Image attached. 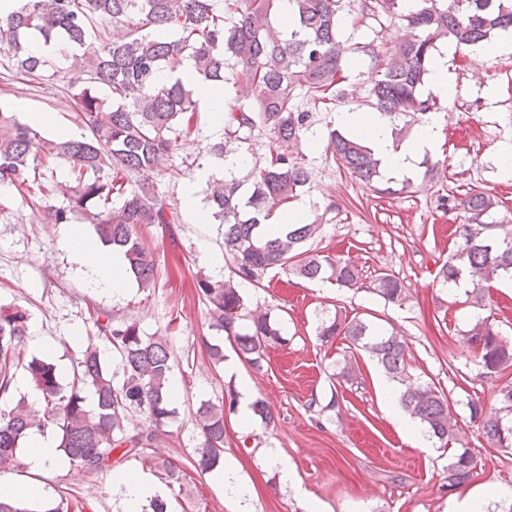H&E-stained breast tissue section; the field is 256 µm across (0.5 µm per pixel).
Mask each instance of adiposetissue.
<instances>
[{
	"label": "adipose tissue",
	"mask_w": 512,
	"mask_h": 512,
	"mask_svg": "<svg viewBox=\"0 0 512 512\" xmlns=\"http://www.w3.org/2000/svg\"><path fill=\"white\" fill-rule=\"evenodd\" d=\"M180 75L193 85L199 99L210 114L213 132L224 129V90L211 82L197 79L191 63H184ZM338 127L349 135L364 139L379 163L381 176L391 180H414L415 161L423 154L434 152L443 124L442 115L435 114L415 127L409 138L395 142L386 115L376 109L353 108L339 113ZM67 249L77 260L94 273L96 287L122 294L130 285L129 276L123 275L124 258L119 252H108L101 244L89 241L76 233L66 242Z\"/></svg>",
	"instance_id": "1"
}]
</instances>
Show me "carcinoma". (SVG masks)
Instances as JSON below:
<instances>
[{
    "label": "carcinoma",
    "instance_id": "1",
    "mask_svg": "<svg viewBox=\"0 0 512 512\" xmlns=\"http://www.w3.org/2000/svg\"><path fill=\"white\" fill-rule=\"evenodd\" d=\"M279 0H24L0 16V93L15 81L38 84L48 77L70 78L76 119L86 134L79 139L45 137L18 120L0 99V189L17 191L53 224L83 221L93 225L98 241L120 250L125 272L143 288L155 284L157 259L142 247L143 224L179 223L178 212L158 192L157 176L178 139L200 133L199 102L193 89L176 73L186 60L203 80L224 85L227 61L251 88L249 103L232 100L224 108V140L210 146L218 157L244 148L245 133L268 135L269 157L251 171V185L242 191L234 179L215 180L206 201L211 215L224 225V259L229 274L222 280L200 275L194 288L206 307L207 330L225 336L236 353L260 372L269 351L283 342L270 313L252 311L238 288L241 281L265 288L268 274L285 273L306 280L328 279L340 288L360 280L349 260L307 248L322 225L290 223L283 235H265L261 227L275 213H285L308 184L300 142L313 113L298 104L306 98L312 109L336 102V84L353 54H380L378 45L347 46L336 37L345 0H288L293 24L274 25ZM401 0H361V16L401 18L413 29L411 37L385 54L383 72L369 90L376 109L390 116L414 117L436 102L422 98L420 87L429 74L435 42L450 38L459 45H476L497 31L512 29V0H421L410 13ZM233 14L226 19V13ZM121 23L126 38L106 42L93 56L79 53L91 32ZM37 36L55 48L44 59L30 48ZM106 87L103 97L98 89ZM326 151L349 173L372 187L378 162L364 141L326 124ZM50 160L69 167L65 181L44 173ZM488 192L467 195L459 203L465 223L455 233L464 245L438 272L441 285L468 277L472 289L466 302L482 305L484 289L503 274H512V239L496 241L487 221L497 207ZM370 289L386 302L408 297L404 282L390 273L378 275ZM30 313L21 306L0 308V470H15L22 462L20 444L30 431H53L58 448L69 462L94 473L131 457L156 467L168 486L184 488L187 474L160 462L157 447L163 427L176 417L170 387L172 351L165 336H147L132 320H115L95 312L97 338L116 361L107 370L96 344L75 360L73 378L62 384L56 365L47 358L25 360L20 349L29 330ZM343 334L364 348L385 373L402 386L400 403L445 448L458 440L449 414L450 401L433 383H421L409 371L405 342L353 317H334L318 325V336ZM471 353L484 374L512 366V339L489 318L477 320L466 332ZM22 369L42 398L35 404L12 397L16 371ZM236 395L228 390L214 400L199 402L194 411L199 443L190 463L206 474L224 459L225 413ZM483 435L493 445L512 430L498 412L478 402L470 406ZM143 416L149 429H132L130 417ZM477 462L469 449L451 455L449 486L459 487L474 473ZM77 496L60 495L36 511L0 501V512H82Z\"/></svg>",
    "mask_w": 512,
    "mask_h": 512
}]
</instances>
